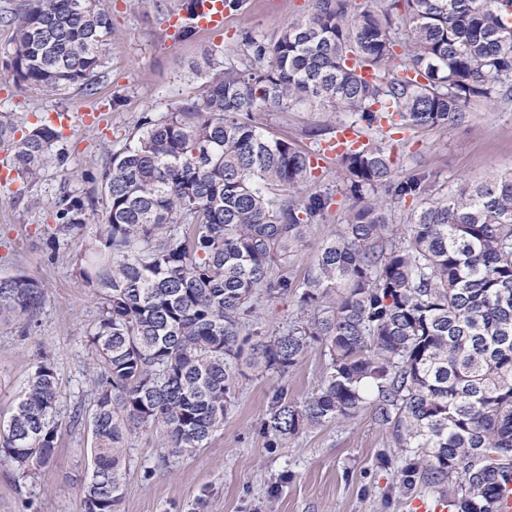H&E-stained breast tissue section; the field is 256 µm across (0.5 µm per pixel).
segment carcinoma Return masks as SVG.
<instances>
[{"instance_id": "carcinoma-1", "label": "carcinoma", "mask_w": 512, "mask_h": 512, "mask_svg": "<svg viewBox=\"0 0 512 512\" xmlns=\"http://www.w3.org/2000/svg\"><path fill=\"white\" fill-rule=\"evenodd\" d=\"M13 29L7 67L47 94L102 78L111 31L96 0H25L0 16ZM250 63L204 55L197 100L144 118L91 178L97 187L53 203L44 239L54 258L102 205L105 224L80 255L86 287L103 295L90 341L95 392L73 421L92 437L84 512H115L126 448L154 434L173 456L191 455L224 428L246 372L288 374L315 345L329 356L319 389L299 402L275 396L261 424L270 445L371 407L392 429L403 488L448 496V512H503L512 484V176L464 185L421 202L401 227L366 195L404 199L384 146L339 157L343 229L316 246L300 280L280 273L321 223L332 195H296L311 173L299 144L265 134L252 114L268 106L324 105L351 126L384 119L414 129L467 122L471 101H512V0H311L268 46L246 34ZM61 130L42 121L18 133L0 113V147L23 185L52 164ZM295 291L298 314L277 336L255 328L257 305ZM45 303L39 281L0 278V319L30 321ZM59 391L39 363L0 420V457L20 477L58 448Z\"/></svg>"}]
</instances>
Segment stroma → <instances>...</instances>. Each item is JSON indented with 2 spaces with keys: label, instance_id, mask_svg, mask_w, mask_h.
Returning a JSON list of instances; mask_svg holds the SVG:
<instances>
[{
  "label": "stroma",
  "instance_id": "stroma-1",
  "mask_svg": "<svg viewBox=\"0 0 512 512\" xmlns=\"http://www.w3.org/2000/svg\"><path fill=\"white\" fill-rule=\"evenodd\" d=\"M228 2L223 31L184 39L169 24L183 0H98L112 32L103 48L104 76L92 95L75 87L47 95L16 85L5 66L13 30L0 24V112L13 113L25 128L55 111L104 107L102 129L77 128L62 140L65 165L50 166L35 185L12 181L0 187V277L29 275L45 295L32 321H0V416L9 414L28 375L45 361L58 375L63 422L56 456L30 478L18 481L13 465L0 460V512H83L84 484L92 468L90 431L86 422H73L72 414L93 397L95 350L88 336L101 302L82 283L77 262L85 245L98 239L105 219L103 211H95L82 240L62 245L51 259L42 247L55 224L50 202L65 191L90 190L88 174L102 170L143 116L173 112L196 100L202 82L193 77L191 64L204 52L217 50L223 62L248 60L244 32L274 43L289 20L311 8V0ZM254 120L277 136L301 142L312 154L314 170L299 186L300 195L329 192L335 199L286 266L299 279L313 266L315 243L342 229L351 212L340 161L317 156L349 118L302 105L267 109L255 113ZM361 136L383 142L395 180L421 178L430 198L512 172V103L475 106L460 126L406 130L385 123ZM326 364L316 346L287 377L251 374L241 379L223 429L193 455L174 457L156 437L134 438L126 450L119 512H414L413 501L434 491L421 484L410 492L400 488L392 433L372 409L300 433L278 448L269 447L260 432L275 389L285 388L288 399L303 400L317 390Z\"/></svg>",
  "mask_w": 512,
  "mask_h": 512
}]
</instances>
